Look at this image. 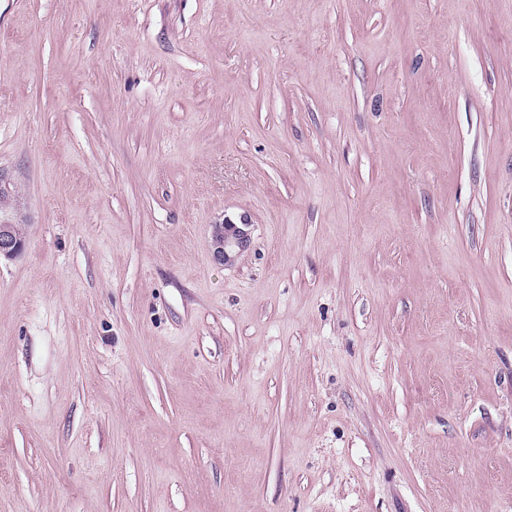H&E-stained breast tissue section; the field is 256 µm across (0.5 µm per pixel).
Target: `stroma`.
Here are the masks:
<instances>
[{
    "mask_svg": "<svg viewBox=\"0 0 512 512\" xmlns=\"http://www.w3.org/2000/svg\"><path fill=\"white\" fill-rule=\"evenodd\" d=\"M1 220L0 512H512V0H0ZM249 224H235L229 220L213 225L211 252L213 260L220 265L231 264L237 256L251 246V237L246 228ZM0 224V258L14 257L25 247V235L15 230L16 224Z\"/></svg>",
    "mask_w": 512,
    "mask_h": 512,
    "instance_id": "1",
    "label": "stroma"
}]
</instances>
